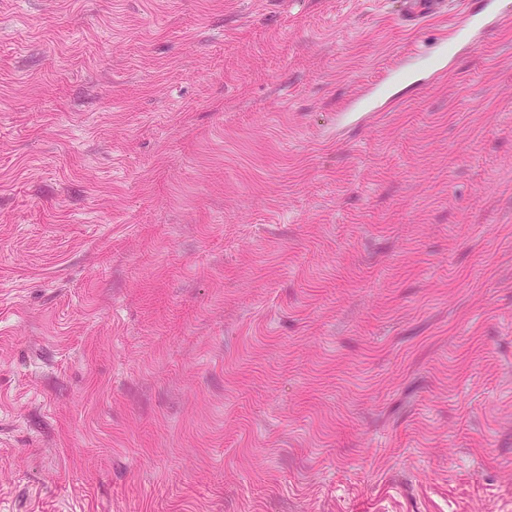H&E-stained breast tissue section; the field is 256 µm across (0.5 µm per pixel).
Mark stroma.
I'll return each mask as SVG.
<instances>
[{
	"mask_svg": "<svg viewBox=\"0 0 512 512\" xmlns=\"http://www.w3.org/2000/svg\"><path fill=\"white\" fill-rule=\"evenodd\" d=\"M0 0V512H512V0ZM406 5L405 20L414 25L446 11L445 0H406Z\"/></svg>",
	"mask_w": 512,
	"mask_h": 512,
	"instance_id": "stroma-1",
	"label": "stroma"
}]
</instances>
